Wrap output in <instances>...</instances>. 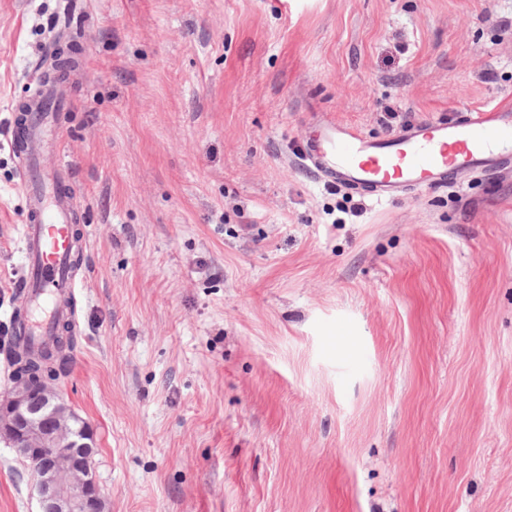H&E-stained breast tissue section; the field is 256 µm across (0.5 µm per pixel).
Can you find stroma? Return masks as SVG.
Returning a JSON list of instances; mask_svg holds the SVG:
<instances>
[{
	"label": "stroma",
	"mask_w": 512,
	"mask_h": 512,
	"mask_svg": "<svg viewBox=\"0 0 512 512\" xmlns=\"http://www.w3.org/2000/svg\"><path fill=\"white\" fill-rule=\"evenodd\" d=\"M58 41V387L104 512H512V172L376 204L299 160L317 111L381 137L512 102V0H0V327L7 139ZM37 509L0 440V512Z\"/></svg>",
	"instance_id": "35a3bbf8"
}]
</instances>
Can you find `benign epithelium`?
Instances as JSON below:
<instances>
[{"label": "benign epithelium", "instance_id": "1", "mask_svg": "<svg viewBox=\"0 0 512 512\" xmlns=\"http://www.w3.org/2000/svg\"><path fill=\"white\" fill-rule=\"evenodd\" d=\"M0 438L31 463L41 512H104L93 434L48 373H14L0 393Z\"/></svg>", "mask_w": 512, "mask_h": 512}]
</instances>
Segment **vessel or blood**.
Masks as SVG:
<instances>
[{
  "label": "vessel or blood",
  "instance_id": "b4317fda",
  "mask_svg": "<svg viewBox=\"0 0 512 512\" xmlns=\"http://www.w3.org/2000/svg\"><path fill=\"white\" fill-rule=\"evenodd\" d=\"M46 99L30 106L26 133L9 145L25 159V222L22 272L17 281L27 300L29 325L42 336L52 318L78 328L68 301L78 279L72 266L79 248L74 211L79 194L68 167L43 170V154L58 137L44 116ZM300 160L318 179L383 204L409 193L447 185L451 174L477 169L494 176L512 159V104L467 110L453 120H423L388 138L366 136L358 127L317 117Z\"/></svg>",
  "mask_w": 512,
  "mask_h": 512
}]
</instances>
